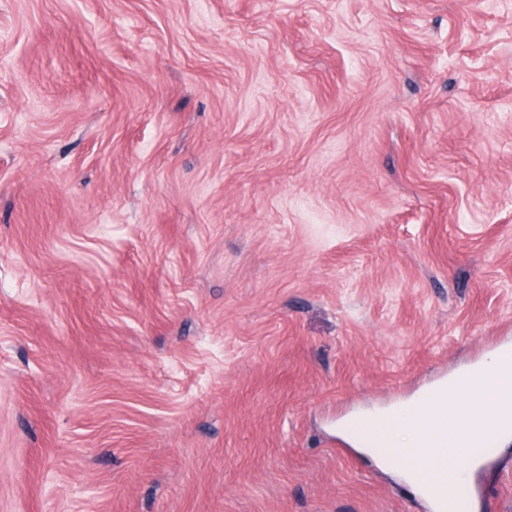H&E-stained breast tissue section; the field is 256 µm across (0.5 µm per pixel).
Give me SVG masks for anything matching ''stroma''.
<instances>
[{"instance_id":"obj_1","label":"stroma","mask_w":512,"mask_h":512,"mask_svg":"<svg viewBox=\"0 0 512 512\" xmlns=\"http://www.w3.org/2000/svg\"><path fill=\"white\" fill-rule=\"evenodd\" d=\"M502 344L512 0H0V512H429ZM474 375L477 378L472 381ZM504 377H510L512 383V362H503L493 352L465 374L448 377L445 383L448 391L447 387L441 386L429 393L433 401L448 403L446 407L427 401L426 393L406 407L365 418L372 427L390 419V423L384 426L389 447L404 448L401 459L412 481L417 479L421 459L429 455L432 457L430 481L435 483L429 484L441 488L434 489L435 507L440 512L453 510L450 496L442 489H448V482L451 483L448 471H457L459 460L448 454V448L438 436L440 432H450L458 447L465 441L471 442L473 427L496 413L501 400L498 380ZM480 380L485 382L483 389L476 385ZM402 440L407 441L403 443Z\"/></svg>"}]
</instances>
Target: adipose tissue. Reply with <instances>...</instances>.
Returning a JSON list of instances; mask_svg holds the SVG:
<instances>
[{
    "mask_svg": "<svg viewBox=\"0 0 512 512\" xmlns=\"http://www.w3.org/2000/svg\"><path fill=\"white\" fill-rule=\"evenodd\" d=\"M512 378V362L490 354L469 373L449 377L447 404L418 398L408 406L369 416L370 425L385 424L390 447L403 448L402 463L409 478H416L423 457H432V482L444 489L459 461L449 455L439 435L450 432L456 443L472 440V429L497 411L501 400L498 381Z\"/></svg>",
    "mask_w": 512,
    "mask_h": 512,
    "instance_id": "1",
    "label": "adipose tissue"
}]
</instances>
